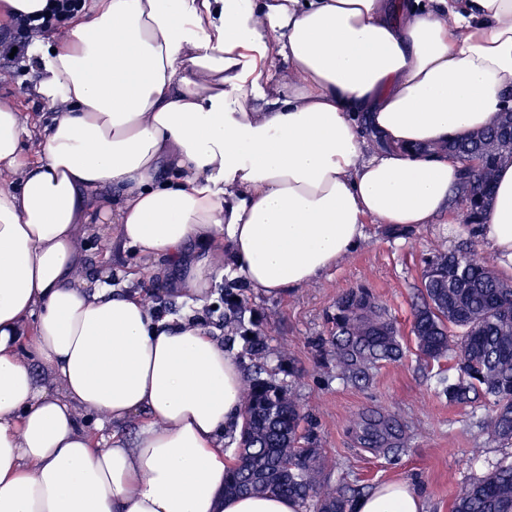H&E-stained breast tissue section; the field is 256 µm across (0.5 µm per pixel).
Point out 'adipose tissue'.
<instances>
[{
  "label": "adipose tissue",
  "instance_id": "1",
  "mask_svg": "<svg viewBox=\"0 0 512 512\" xmlns=\"http://www.w3.org/2000/svg\"><path fill=\"white\" fill-rule=\"evenodd\" d=\"M28 56L56 114L33 161L0 106V512H300L224 494L236 355L77 281L78 239L111 218L201 305L229 271L268 297L315 282L366 220L430 223L461 173L443 145L512 107V0H83ZM477 236L512 270L511 164ZM424 509L404 481L353 505Z\"/></svg>",
  "mask_w": 512,
  "mask_h": 512
}]
</instances>
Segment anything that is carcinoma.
Wrapping results in <instances>:
<instances>
[{
  "label": "carcinoma",
  "instance_id": "cac0c4a2",
  "mask_svg": "<svg viewBox=\"0 0 512 512\" xmlns=\"http://www.w3.org/2000/svg\"><path fill=\"white\" fill-rule=\"evenodd\" d=\"M442 150L462 164L453 202L475 230L491 204L499 168L512 164V110L491 127L448 142ZM333 330L324 354L347 382L369 378L379 362L401 354L398 329L367 289L338 295ZM261 322L243 288L224 289V350L249 360L235 461L227 468L224 495H281L313 512H352L356 493L320 478L321 449L300 431L304 415L289 388L266 362ZM411 334L425 361L454 357L456 382L443 388L459 405L490 404L482 422L487 434L512 444V278L491 260L470 252H440L424 261L420 303ZM370 444L383 447L392 428L369 423ZM450 512H512V460L458 488Z\"/></svg>",
  "mask_w": 512,
  "mask_h": 512
}]
</instances>
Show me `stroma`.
Here are the masks:
<instances>
[{
    "mask_svg": "<svg viewBox=\"0 0 512 512\" xmlns=\"http://www.w3.org/2000/svg\"><path fill=\"white\" fill-rule=\"evenodd\" d=\"M38 78L22 52L9 80L0 82V105L13 106L35 124L24 143L31 157L39 153V130L54 114L33 94ZM462 246L482 257L487 254L465 225L449 223L444 215L399 237L370 222L361 245L315 283L279 297L250 295L263 315L271 363L287 361L295 370L285 382L304 409L307 429L318 439L323 479L372 490L406 481L422 497L425 512H449L461 485L483 478L512 455L482 429L483 407L456 405L442 394L439 378L456 379V370L446 361L420 360L411 335L425 258ZM80 247L86 255L80 278L116 285L135 267L142 277L130 281V288L144 291L151 306L167 304L172 314L183 310L176 295L152 277L148 260L114 238L111 220L91 225ZM357 287L370 289L387 305L402 336L403 354L373 368L369 382L353 385L337 378L333 362L321 355L317 343L329 335L328 317L338 294ZM374 411L399 426L391 446L374 448L360 438L363 416Z\"/></svg>",
    "mask_w": 512,
    "mask_h": 512,
    "instance_id": "1",
    "label": "stroma"
}]
</instances>
